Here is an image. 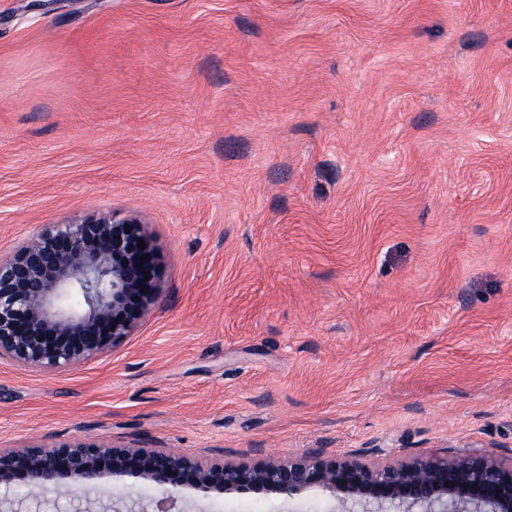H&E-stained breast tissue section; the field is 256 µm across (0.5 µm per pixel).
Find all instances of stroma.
Instances as JSON below:
<instances>
[{
  "mask_svg": "<svg viewBox=\"0 0 512 512\" xmlns=\"http://www.w3.org/2000/svg\"><path fill=\"white\" fill-rule=\"evenodd\" d=\"M112 213L161 290L78 366L0 360V448L512 458V0H0V257Z\"/></svg>",
  "mask_w": 512,
  "mask_h": 512,
  "instance_id": "obj_1",
  "label": "stroma"
}]
</instances>
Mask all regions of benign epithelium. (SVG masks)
<instances>
[{
    "label": "benign epithelium",
    "instance_id": "1",
    "mask_svg": "<svg viewBox=\"0 0 512 512\" xmlns=\"http://www.w3.org/2000/svg\"><path fill=\"white\" fill-rule=\"evenodd\" d=\"M159 283L157 252L135 216L90 214L49 226L0 258V359L53 374L109 352L148 313ZM126 473L163 489L150 512H177L173 489L188 479L221 492L320 485L344 508L364 501L403 512H512V464L484 452L386 463L295 456L251 466L85 440L0 448V488L36 486L42 501L67 488L73 503L80 489Z\"/></svg>",
    "mask_w": 512,
    "mask_h": 512
}]
</instances>
